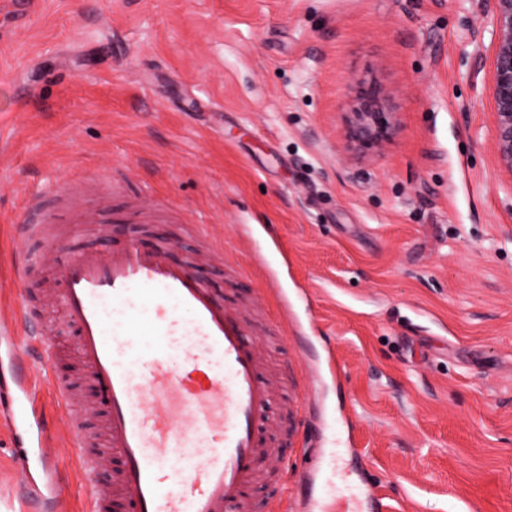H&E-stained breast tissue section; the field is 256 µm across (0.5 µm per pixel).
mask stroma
Here are the masks:
<instances>
[{
  "label": "stroma",
  "instance_id": "1",
  "mask_svg": "<svg viewBox=\"0 0 512 512\" xmlns=\"http://www.w3.org/2000/svg\"><path fill=\"white\" fill-rule=\"evenodd\" d=\"M491 0H0V307L26 206L83 180L124 214L177 212L144 242L190 258L207 225L246 278L206 275L268 336L284 386L253 512H512V176L495 149ZM378 86L393 135L346 138L355 88ZM276 225L286 257L261 234ZM59 376L88 386L28 265ZM262 296H255V289ZM288 323L268 333L280 295ZM338 368L326 373L327 352ZM352 438L339 467L337 440ZM0 419V512H27ZM155 211V215H149ZM175 219L174 213L155 207L154 202L148 198H142L130 203V212L127 221L135 222V224H142L147 222H161L163 224ZM139 222V223H137Z\"/></svg>",
  "mask_w": 512,
  "mask_h": 512
}]
</instances>
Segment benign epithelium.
Returning <instances> with one entry per match:
<instances>
[{
    "label": "benign epithelium",
    "instance_id": "obj_1",
    "mask_svg": "<svg viewBox=\"0 0 512 512\" xmlns=\"http://www.w3.org/2000/svg\"><path fill=\"white\" fill-rule=\"evenodd\" d=\"M496 38L493 47L492 105L495 116V148L502 169L512 176V0H493ZM362 110L354 113L348 137L362 149L379 145L395 126L393 113L382 106L380 88L356 90Z\"/></svg>",
    "mask_w": 512,
    "mask_h": 512
}]
</instances>
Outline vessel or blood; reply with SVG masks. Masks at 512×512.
<instances>
[{"label": "vessel or blood", "mask_w": 512, "mask_h": 512, "mask_svg": "<svg viewBox=\"0 0 512 512\" xmlns=\"http://www.w3.org/2000/svg\"><path fill=\"white\" fill-rule=\"evenodd\" d=\"M171 211L148 198L131 202L132 222L166 223ZM103 240L114 218L106 202L73 212ZM54 299L78 337L105 438L97 454H80L85 512H249V490L270 459L267 412L277 380L262 375L264 350L251 338L244 310L225 305L199 269L224 261V245L209 238L181 261L166 242L126 240L108 254L54 243ZM56 347L24 328L8 357L13 391L5 419L27 430L43 461L33 471L17 460L22 484L36 504L62 499L51 476L57 462L48 444L49 421L37 397L33 360L53 366ZM119 459L111 485L96 471Z\"/></svg>", "instance_id": "1"}]
</instances>
